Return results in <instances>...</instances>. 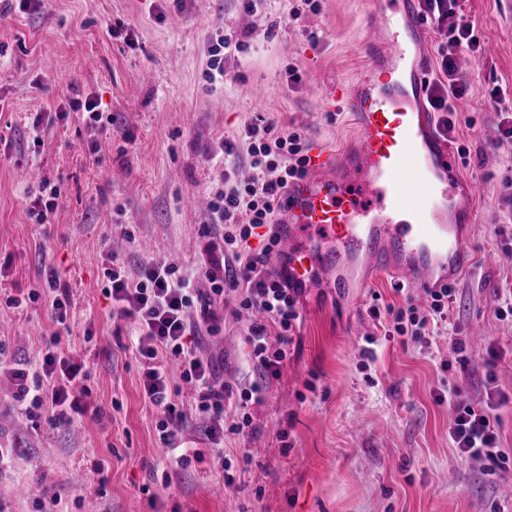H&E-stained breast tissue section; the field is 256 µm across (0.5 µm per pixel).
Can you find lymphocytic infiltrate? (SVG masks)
Segmentation results:
<instances>
[{"label":"lymphocytic infiltrate","mask_w":512,"mask_h":512,"mask_svg":"<svg viewBox=\"0 0 512 512\" xmlns=\"http://www.w3.org/2000/svg\"><path fill=\"white\" fill-rule=\"evenodd\" d=\"M457 6L458 0H420L423 17L447 36L437 48L436 70L426 97L430 111L436 112L446 134L454 128L450 101L461 98L465 91L456 79V55L461 49L473 50L478 45L472 26L455 23ZM242 142L248 146L254 175L242 183L234 178L232 170H225L222 188L212 193L209 202L210 221L221 226L222 231L209 237L194 271H182L164 261H148L132 275L117 255L108 257L106 294L112 300V314L135 325L143 390L160 410L157 429L166 443L186 420L176 401L178 392L172 389L166 372L167 361L180 364L183 381L195 392L197 412L208 418L206 439L216 445L223 440L225 430L240 434L251 427L248 404L261 402L263 380L279 376L301 320V289L290 287L287 278L271 273L268 263L280 240L275 215L284 194L289 183L308 172L307 141L300 131L258 115L244 125L237 141L223 142L225 159H235ZM257 235L262 236L265 245L255 253L249 240ZM195 275L209 279L208 296H201L192 288L191 278ZM228 290L239 292L241 308L258 310L266 317L265 322L251 324L247 329L249 363L259 380L241 392L217 377L211 363L199 358L188 342L189 337L202 331L220 333L226 306L224 293ZM454 295V288L445 284L428 289L426 309H419L408 296L401 307L383 310L374 305L369 312L376 318L385 313L391 315L385 336L407 334L418 339L448 322ZM0 369L11 370L16 380L14 400L46 409L52 424L68 426L87 414V373L82 363L64 356L57 344L48 346L37 367L14 368L0 359ZM460 394L459 386L448 390V401L454 408L448 433L460 456L498 458V434L489 418L461 402ZM233 398L239 401L240 414L228 428L224 425V406Z\"/></svg>","instance_id":"1"}]
</instances>
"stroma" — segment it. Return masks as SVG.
Returning <instances> with one entry per match:
<instances>
[{"label": "stroma", "instance_id": "1", "mask_svg": "<svg viewBox=\"0 0 512 512\" xmlns=\"http://www.w3.org/2000/svg\"><path fill=\"white\" fill-rule=\"evenodd\" d=\"M366 3L318 0L297 21L296 0H260L253 12L243 0H45L35 12L10 0L0 9V357L40 360L56 329L47 294H28L54 268L70 300L60 346L84 363L90 390L89 415L54 429L45 410H25L0 385V446L11 451L0 512H39L50 501L58 512H86L90 501L96 512H512V316H499L497 298L512 279V146L498 142L506 115L493 98L512 90V0L460 2L479 39L456 58L466 92L453 102L449 136L448 183L463 204L456 231L473 257L451 280L450 321L472 340L467 369L453 364L447 336L385 338L368 308L403 305L393 277L363 267L345 288L315 282L300 297L281 377L249 407L251 428L224 435L228 494L210 461L166 456L132 326L113 318L104 292L108 241L132 273L152 260L198 264L209 224L199 201L222 181L213 156L255 115L312 145L353 143L348 112L325 96L366 73ZM109 20L127 33L110 36ZM225 37L243 48L223 78L209 79V49ZM77 96L97 100L111 124L67 111ZM44 184L63 199L37 224L28 208ZM13 297L21 307L8 306ZM253 320L238 310L222 333L193 341L227 383L255 379L245 336ZM167 370L188 416L176 443L203 446L208 421L179 365ZM452 383L489 412L502 459L458 455L444 400Z\"/></svg>", "mask_w": 512, "mask_h": 512}]
</instances>
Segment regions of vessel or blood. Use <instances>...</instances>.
<instances>
[{
  "label": "vessel or blood",
  "mask_w": 512,
  "mask_h": 512,
  "mask_svg": "<svg viewBox=\"0 0 512 512\" xmlns=\"http://www.w3.org/2000/svg\"><path fill=\"white\" fill-rule=\"evenodd\" d=\"M419 0H379L362 19L369 74L341 87L357 128L356 143L337 151L316 149L312 171L292 181L279 211L277 273L291 287L317 280L344 287L343 268L368 261L418 290L445 283L439 267L469 266L467 245L452 225L448 166L453 147L426 108L428 65L420 52ZM424 208H416V196ZM414 214V223L403 220Z\"/></svg>",
  "instance_id": "vessel-or-blood-1"
}]
</instances>
